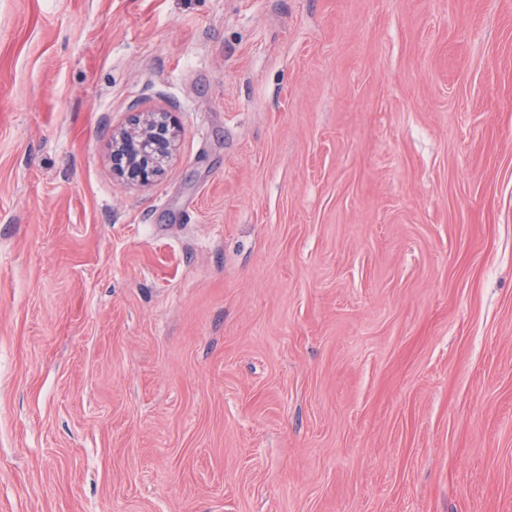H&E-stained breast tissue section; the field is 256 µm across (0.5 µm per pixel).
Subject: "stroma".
Listing matches in <instances>:
<instances>
[{
	"label": "stroma",
	"instance_id": "1",
	"mask_svg": "<svg viewBox=\"0 0 512 512\" xmlns=\"http://www.w3.org/2000/svg\"><path fill=\"white\" fill-rule=\"evenodd\" d=\"M0 512H512V0H0ZM179 127L174 112L134 111L127 124L112 134V173L132 185H150L171 158Z\"/></svg>",
	"mask_w": 512,
	"mask_h": 512
}]
</instances>
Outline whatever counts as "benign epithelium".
I'll list each match as a JSON object with an SVG mask.
<instances>
[{
  "instance_id": "obj_1",
  "label": "benign epithelium",
  "mask_w": 512,
  "mask_h": 512,
  "mask_svg": "<svg viewBox=\"0 0 512 512\" xmlns=\"http://www.w3.org/2000/svg\"><path fill=\"white\" fill-rule=\"evenodd\" d=\"M178 121L166 110L134 111L112 134V173L132 185H150L163 173L178 137Z\"/></svg>"
}]
</instances>
